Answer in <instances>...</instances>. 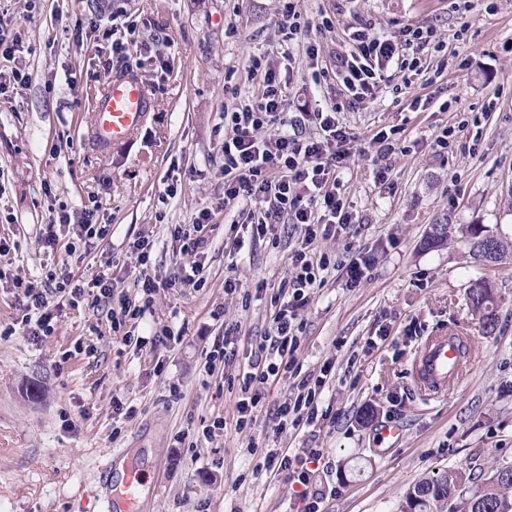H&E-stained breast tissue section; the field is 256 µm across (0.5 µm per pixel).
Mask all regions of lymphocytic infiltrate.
Segmentation results:
<instances>
[{
	"label": "lymphocytic infiltrate",
	"instance_id": "lymphocytic-infiltrate-1",
	"mask_svg": "<svg viewBox=\"0 0 512 512\" xmlns=\"http://www.w3.org/2000/svg\"><path fill=\"white\" fill-rule=\"evenodd\" d=\"M95 33L111 43L112 56L102 63L107 73L115 64L126 62L139 38L138 24L133 20L104 28L94 21L78 22L70 30L77 44ZM347 40L353 49L337 54L335 70L323 67L312 73L317 83L329 79L330 75H339L343 100L333 103L328 110L309 113L311 134L283 131V103L289 81L261 57L253 58L250 67L251 76L260 80L258 96L235 104L224 113L225 203L253 199L263 204L262 217L251 226L252 241L277 243L278 230L283 224L299 231L288 252V271L274 294L279 308L256 346L247 370L238 376L236 425L241 429L256 422L264 407L267 386L285 372L292 374L295 383L288 400L275 410L278 429L297 430L319 421V402L334 378L333 366L327 363L319 373L305 375L297 365L296 356L304 330L302 312L312 288L321 286L322 274L331 264L328 254L318 250L317 244L343 234L355 222L338 176L339 170L347 165L353 137L339 123L336 114L341 107L356 109L370 100L388 69L420 71L425 64V51L438 52L443 47L431 25L407 24L379 37L371 35L367 24L362 22L348 33ZM95 213V208L86 206L76 220L65 211L50 217V226L42 237L44 246H55L58 240L55 226L59 223L72 225L76 239L84 245L104 240L108 227L95 222ZM211 220V210L203 208L195 213L191 223L171 225L170 237L176 244L177 254L192 256L193 261L176 265L168 286H204V266L200 258L207 244L204 233ZM153 249L154 240L150 235H138L129 243V250L136 257L135 269L127 268L120 274L99 273L92 280L93 291L89 294L83 288L73 287L72 276L67 271L47 272L40 287L22 278H13L12 288L24 314L20 326H8L6 335L18 330L36 340L53 335L56 323L49 299L56 296L73 307L88 301L92 306L106 308L110 327L121 334L123 342L134 341L143 348L173 337V330L167 326L149 337L133 334L150 310L158 287L156 278L149 273ZM128 280L137 288V297H130L123 291L122 286ZM240 331L238 324H225L222 334L215 336L205 348L203 368L207 375L229 366ZM318 455L315 448L307 449L302 455L273 448L264 457L265 469L284 476L291 486L296 512H319V501L309 488L310 465Z\"/></svg>",
	"mask_w": 512,
	"mask_h": 512
}]
</instances>
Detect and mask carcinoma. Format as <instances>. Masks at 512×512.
<instances>
[{
	"mask_svg": "<svg viewBox=\"0 0 512 512\" xmlns=\"http://www.w3.org/2000/svg\"><path fill=\"white\" fill-rule=\"evenodd\" d=\"M451 224H433L423 245L428 249L443 246L448 241ZM471 251L475 259L497 263L512 248V243L473 227L470 229ZM471 310L478 317L480 327L493 331L496 326L495 300L492 288L485 281H475L468 288ZM471 503L470 512H512V464L497 465L485 479L477 481L458 471H448L436 478L420 481L409 488L399 509L409 512H459L462 498Z\"/></svg>",
	"mask_w": 512,
	"mask_h": 512,
	"instance_id": "carcinoma-1",
	"label": "carcinoma"
}]
</instances>
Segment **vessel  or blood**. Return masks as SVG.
Segmentation results:
<instances>
[{"label":"vessel or blood","mask_w":512,"mask_h":512,"mask_svg":"<svg viewBox=\"0 0 512 512\" xmlns=\"http://www.w3.org/2000/svg\"><path fill=\"white\" fill-rule=\"evenodd\" d=\"M153 100L146 82L134 71L110 74L89 117V135L100 151L125 143L148 118ZM473 356L467 337L451 332L427 337L412 362V381L426 396H444L467 375Z\"/></svg>","instance_id":"obj_1"}]
</instances>
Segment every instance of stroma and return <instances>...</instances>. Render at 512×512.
<instances>
[{
  "label": "stroma",
  "mask_w": 512,
  "mask_h": 512,
  "mask_svg": "<svg viewBox=\"0 0 512 512\" xmlns=\"http://www.w3.org/2000/svg\"><path fill=\"white\" fill-rule=\"evenodd\" d=\"M282 8L283 0H41L32 11L26 0H0L22 41L15 64L30 76L0 101V237L15 244L0 256L1 278L37 283L65 262L84 286L108 261L134 266L127 244L144 232L155 241L153 272L163 281L175 262L170 225L191 223L204 207L214 212L204 287L162 285L138 328L147 335L168 326L178 339L137 349L84 303L56 308L53 336L0 335V512H124L108 508L118 483L99 479L108 462L140 469L141 512H293L284 477L261 469L265 448L320 449L312 489L321 512H397L405 491L436 472L485 477L512 462V256L478 263L467 232L479 224L512 242V0H499L493 12L483 0L461 11L452 0H298L304 17L325 12L335 27L309 29L289 45L278 33ZM97 12L138 22L142 45L127 66L155 102L147 123L108 155L86 135L105 81L101 54L61 31L62 21ZM361 21L377 34L431 24L445 48L428 57L425 71L382 82L363 108L337 114L357 137L346 174L357 222L319 244L335 267L311 292L298 353L306 373L334 361L336 379L320 405L336 421L276 432L273 408L292 390L285 376L269 386L256 423L240 430L233 379L271 324L272 288L287 272L292 229L280 227L279 245L254 244L244 229L254 203L223 206L224 108L255 96L248 66L257 55L292 73L288 120L328 109L340 84H314L313 66L333 64L347 28ZM309 41L318 60L305 53ZM73 70L84 77L72 89ZM430 94L452 99V107L413 110L415 97ZM466 117L470 125L460 127ZM383 128L397 129L401 151L380 185L370 142ZM446 128L454 134L443 150L436 140ZM171 177L183 190L164 204ZM89 200L110 227L106 239L71 254L64 244L72 234L61 226V247L45 249L40 236L51 210L74 213ZM447 217V245L423 248L430 225ZM233 274L242 288L228 296L224 279ZM477 279L496 293L489 334L466 300ZM227 322L241 327L237 355L223 378L207 376L202 351ZM450 328L473 340L469 376L447 397L422 396L410 362L428 336ZM371 338L378 345L370 350ZM173 383L179 395L170 393ZM116 396L135 406L133 418L114 416ZM213 416L223 417V429L198 437L201 419ZM390 420L404 429L392 446L379 435ZM180 432L193 447H175Z\"/></svg>",
  "instance_id": "35a3bbf8"
}]
</instances>
